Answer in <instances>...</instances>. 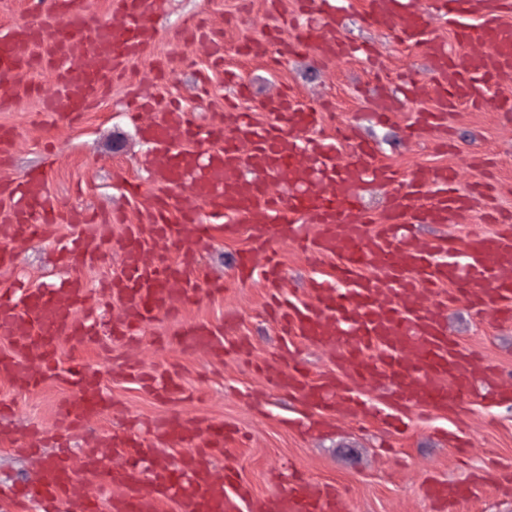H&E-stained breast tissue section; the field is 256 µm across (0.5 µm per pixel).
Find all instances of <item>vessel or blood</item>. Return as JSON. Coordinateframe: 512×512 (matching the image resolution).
Here are the masks:
<instances>
[{"label":"vessel or blood","mask_w":512,"mask_h":512,"mask_svg":"<svg viewBox=\"0 0 512 512\" xmlns=\"http://www.w3.org/2000/svg\"><path fill=\"white\" fill-rule=\"evenodd\" d=\"M33 4L42 11L37 21L13 25L0 34V76L55 69L61 89L46 109L69 117L87 111L113 74L155 41L154 20L162 0H113L107 26L94 30L86 26L83 0ZM434 4L455 27L454 45L440 39L423 41L425 19L406 8L404 0H366V15L373 24L399 27L407 39L424 43L437 98L435 110L419 116L426 126L442 124L460 105L482 102L499 79L512 75V23L504 19L512 12V0ZM340 11L336 0H310L294 47L310 49L320 59L355 53V46L336 34ZM476 13L480 22L467 23V16ZM476 42L485 44V51L462 58V51ZM260 109L268 116L265 123L245 112L230 134L220 126H200L194 114L179 105L157 112L142 129L146 143L166 151L163 161L149 166L151 182L161 187L190 184L200 205L182 210L174 224L169 197L158 194L145 215L149 237L129 228L122 245L123 269L100 291L104 298L126 303L125 320L114 328V335H134L158 316L172 315L174 301L212 292V285L199 283L194 271L199 251L209 242V220L224 216L229 220L226 234L247 229L257 246L295 240L304 242L312 254L338 256L336 278L345 291L320 283L312 305L284 299L279 306L286 334L339 344V371H350L360 382L390 384L395 402L432 412L464 403L477 383L494 386L491 369L460 350L448 333L441 305L428 303L425 293L445 285L452 298L511 314L512 279L504 272L512 268V232L479 236L463 251L449 238L420 246L401 234V227L454 224L471 209L470 193L455 186L447 169L418 168L402 191L395 187L397 172L376 163L372 141L343 127L333 140L304 143L301 136L316 126L318 114L285 93L267 98ZM174 130L183 133L189 148L166 150ZM199 141L209 142V150H197ZM342 141L353 144L352 158L343 166L336 162V145ZM272 178L290 186L288 197L269 192ZM367 183L391 189L381 216H373L361 202L360 191ZM0 196L10 201L1 233L12 239L46 235L47 225L36 221L48 210L40 173H30L15 185L1 183ZM172 246L180 252L173 262L163 255ZM366 269L375 271L376 279H365ZM240 275L273 284L281 269L273 259L259 269L244 262ZM90 296V289L77 279L42 291L11 288L0 293V334L10 345L0 354V373L28 383L30 365L56 369L61 342L81 343L98 335L96 311L77 314ZM186 334L195 345L224 347L210 325H194ZM407 351L412 354L408 360L403 357ZM77 378L78 394L61 413L65 429L102 415L110 403L97 373L81 372ZM279 382L316 412L330 407L353 415L362 403L338 374L311 383L293 367ZM155 435L161 444L184 448L177 463L167 462L152 448L150 466L135 459L112 469L116 449L127 442L116 435L102 436L79 456L64 455L44 465L23 491L17 512H155L160 501L173 503L176 512H243L252 498L249 485L235 474L220 482L211 476L213 458L224 445L222 426L171 416L156 423ZM145 480L151 484L147 495L140 491ZM110 484L122 485L123 493L104 495ZM428 488L443 508L462 492L461 484L451 480L429 482ZM259 509L340 512L341 505L332 487L300 480Z\"/></svg>","instance_id":"b4317fda"}]
</instances>
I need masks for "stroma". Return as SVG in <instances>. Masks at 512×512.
Masks as SVG:
<instances>
[{"instance_id": "stroma-1", "label": "stroma", "mask_w": 512, "mask_h": 512, "mask_svg": "<svg viewBox=\"0 0 512 512\" xmlns=\"http://www.w3.org/2000/svg\"><path fill=\"white\" fill-rule=\"evenodd\" d=\"M304 0H163L156 19L158 36L128 61L79 120L43 108L56 96L53 70H22L0 94V128L12 131L9 157L0 163V183L42 171L56 222L46 239L12 241L15 262L0 268V289L25 282L48 288L71 278L89 288L121 268L120 242L129 224L139 223L159 186L148 177L153 151L139 135L152 113L136 109L134 98L176 101L193 109L202 124L223 123L232 130L239 112L258 111L266 97L280 91L318 108L320 119L311 139L335 136L351 127L377 144V159L402 178L422 166L447 168L461 187L481 189L472 212L456 224H413L421 243L451 236L459 246L497 230L498 220L512 218V112L498 99L512 95V77L488 93L481 107L459 106L446 127L416 126L422 112L435 108L423 46L405 39L399 29L380 30L365 16V0H347L338 16V36L368 47V56L318 60L309 50L283 54L301 21ZM266 42L267 52L250 56L245 44ZM417 81L420 92L404 99L400 112L377 122L369 107L375 97ZM90 216V225L70 215ZM95 233L91 258L65 257L62 249L85 230ZM210 240L198 256V281L222 280L219 294H199L184 301L172 317L146 324L140 335L122 340L110 333L125 305L100 304L103 329L94 340L62 344L63 367L98 372L112 398L102 418L61 432L57 418L76 387L51 379L31 388L0 376V512H11L2 488L33 479L40 461H51L54 445L29 454L33 432L63 435L71 452L96 437L127 432L154 444L153 423L171 415L230 428L212 465L220 480L236 470L252 488L254 504L287 488L294 473L333 487L342 512H435L426 480L464 483L467 492L451 512H512V393L475 397L453 410L427 413L394 405L386 387L363 383L370 412L348 418L335 410L307 413L298 399L274 382L275 372L290 361L301 362L309 379L336 370L333 348L311 345L284 335L271 311V295L308 304L312 285L334 284L337 257L317 258L295 243L271 244L281 268L277 287L262 279L239 280L241 254L250 252L247 231L224 234L222 219L210 223ZM448 330L462 351L494 367L501 381H512V321L495 310L474 308L468 300L444 310ZM204 322L243 348L215 356L186 347L181 331ZM142 368L169 372L186 391L185 399L157 398L136 380Z\"/></svg>"}]
</instances>
